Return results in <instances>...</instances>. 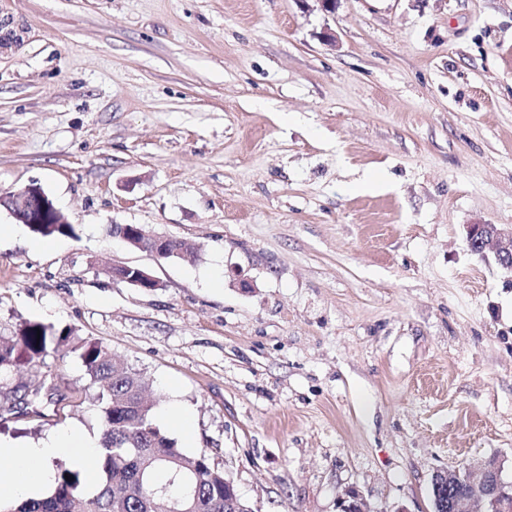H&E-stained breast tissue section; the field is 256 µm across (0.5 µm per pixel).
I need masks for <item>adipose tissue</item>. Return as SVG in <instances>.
<instances>
[{"instance_id": "1", "label": "adipose tissue", "mask_w": 512, "mask_h": 512, "mask_svg": "<svg viewBox=\"0 0 512 512\" xmlns=\"http://www.w3.org/2000/svg\"><path fill=\"white\" fill-rule=\"evenodd\" d=\"M73 448L79 449L86 464H93L95 444L89 439L78 440L68 435H59L37 447H20L0 442V488L20 498L40 495L51 485V462Z\"/></svg>"}]
</instances>
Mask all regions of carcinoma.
I'll use <instances>...</instances> for the list:
<instances>
[{"label": "carcinoma", "mask_w": 512, "mask_h": 512, "mask_svg": "<svg viewBox=\"0 0 512 512\" xmlns=\"http://www.w3.org/2000/svg\"><path fill=\"white\" fill-rule=\"evenodd\" d=\"M30 230L43 237L74 233L70 224H38ZM68 338L49 325L29 323L19 341H0V371L51 354L60 360L66 357ZM79 357L97 389V488L88 494L79 471L58 465L54 484L43 497L16 503L6 493L0 512H233L224 469L205 450L185 453L160 428L141 376L116 363L99 342H83Z\"/></svg>", "instance_id": "carcinoma-1"}]
</instances>
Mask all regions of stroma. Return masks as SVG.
Returning a JSON list of instances; mask_svg holds the SVG:
<instances>
[{
	"label": "stroma",
	"instance_id": "obj_1",
	"mask_svg": "<svg viewBox=\"0 0 512 512\" xmlns=\"http://www.w3.org/2000/svg\"><path fill=\"white\" fill-rule=\"evenodd\" d=\"M0 22V192L38 184L75 227L0 211V339L38 321L74 347L0 373V402L46 368L66 396L1 440L99 438L96 341L255 512L353 487L432 512L435 471L493 457L512 482V272L464 237L512 225V0H0ZM111 231L113 237L123 240L133 248L150 252L157 260L181 258L183 255V240L166 236H147L141 229L130 224L112 225ZM112 277L136 288L156 290L161 283L153 275L143 268L131 265H116L112 268Z\"/></svg>",
	"mask_w": 512,
	"mask_h": 512
}]
</instances>
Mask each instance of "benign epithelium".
Instances as JSON below:
<instances>
[{"mask_svg":"<svg viewBox=\"0 0 512 512\" xmlns=\"http://www.w3.org/2000/svg\"><path fill=\"white\" fill-rule=\"evenodd\" d=\"M5 209L19 224L66 223L53 200L38 184L0 194V209ZM112 236L129 246L150 252L158 260L182 257L183 241L166 236H148L129 224L112 225ZM469 250L482 257H493L503 269L512 272V225L468 224ZM112 277L136 288L156 290L161 283L143 268L115 265ZM503 464L493 458L463 469L436 472L431 479L434 494H452L448 512H512V484L502 478ZM341 512H376L357 489H349L341 498Z\"/></svg>","mask_w":512,"mask_h":512,"instance_id":"1","label":"benign epithelium"}]
</instances>
